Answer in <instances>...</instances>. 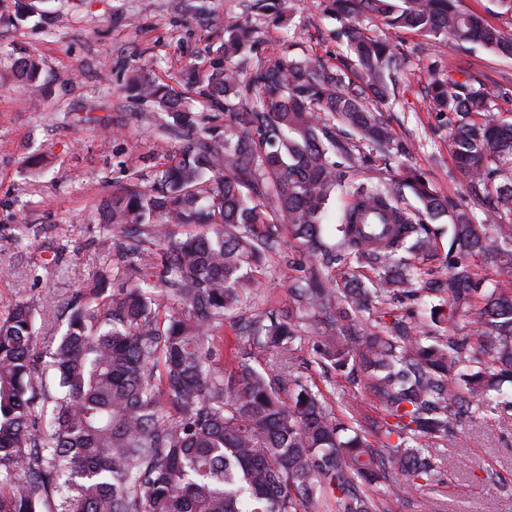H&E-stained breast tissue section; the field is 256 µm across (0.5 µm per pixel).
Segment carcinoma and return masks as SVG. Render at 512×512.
<instances>
[{
	"mask_svg": "<svg viewBox=\"0 0 512 512\" xmlns=\"http://www.w3.org/2000/svg\"><path fill=\"white\" fill-rule=\"evenodd\" d=\"M459 0H331L347 23L340 67L315 57L252 61L256 30L224 29L213 55L189 63L183 91L138 67L129 97L179 141L176 155L99 203L103 233L92 282L56 307L66 328L40 345L37 309L0 315V512H394L410 491L454 471L422 440L448 439L451 421L488 411L512 416V120L490 117L489 92L462 67L434 68V108L448 113L458 171L473 188L495 181L483 208L500 242L487 241L471 207L437 193L414 167L399 179L360 181L361 148L399 150L377 104L396 98L400 56L370 34L366 12L439 46L481 45L512 56L506 40ZM281 19L290 0H257ZM34 0H0V14L37 13ZM37 97L42 61L13 60ZM224 113V135L197 132L198 105ZM418 202L413 207L403 189ZM347 197L337 241H324L327 205ZM450 219L444 270L431 222ZM299 244L283 250L282 229ZM129 241L114 257L112 233ZM280 258L286 311L246 320L240 333L274 349L263 367L239 350L222 366L215 332L250 297L261 264ZM166 292L180 303L161 310ZM401 294L438 299L430 323L382 307ZM474 317L487 328L474 340ZM316 336L314 363L345 374L376 400L367 428L335 412L292 369L297 344Z\"/></svg>",
	"mask_w": 512,
	"mask_h": 512,
	"instance_id": "carcinoma-1",
	"label": "carcinoma"
}]
</instances>
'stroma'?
Listing matches in <instances>:
<instances>
[{
	"mask_svg": "<svg viewBox=\"0 0 512 512\" xmlns=\"http://www.w3.org/2000/svg\"><path fill=\"white\" fill-rule=\"evenodd\" d=\"M209 2L210 23L174 13L170 0H43L42 16L16 23L0 19V314L17 302H33L40 336H54L59 322L51 309L89 282L99 266L94 244L102 232L101 198L126 183L131 161L147 170L174 153L157 128L137 122L139 105L117 93L130 61L174 82L191 59L207 55L226 25L244 21L261 33L259 59L279 55L287 43L292 55L318 56L330 66L342 65L347 56L336 39L344 19L326 0H299L286 26L257 13L252 0ZM361 21L403 57L399 95L383 106L382 118L407 151L403 157L371 158L363 182L398 176L404 162L421 169L442 195L466 194L448 146V116L433 110L425 94L442 53L428 38L386 29L371 15ZM29 53L43 61L45 99L38 110L10 69L11 58ZM455 57L486 85L491 114L512 116V57L478 45L458 49ZM20 222L29 227L22 247L8 238ZM289 303L288 281L271 267L260 274L242 315L284 310ZM313 345L309 338L296 350V371L330 403H346L364 423L381 421V409L366 392L313 364ZM434 450L453 460L452 482L413 492L409 512L428 502L433 512H486L490 505L495 512H512L511 420L489 413L464 419Z\"/></svg>",
	"mask_w": 512,
	"mask_h": 512,
	"instance_id": "stroma-1",
	"label": "stroma"
}]
</instances>
